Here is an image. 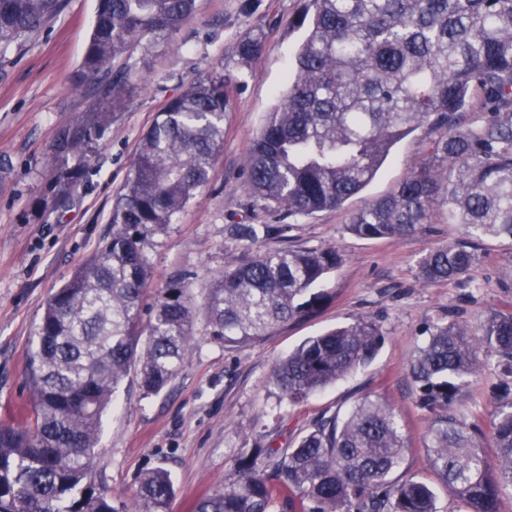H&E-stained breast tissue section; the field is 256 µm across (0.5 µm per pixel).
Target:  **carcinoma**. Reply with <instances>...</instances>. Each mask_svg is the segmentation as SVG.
Segmentation results:
<instances>
[{"mask_svg": "<svg viewBox=\"0 0 512 512\" xmlns=\"http://www.w3.org/2000/svg\"><path fill=\"white\" fill-rule=\"evenodd\" d=\"M63 6L0 0V52ZM196 8L197 0H98L81 63L96 101L57 135L48 162L57 173L53 206L87 182L89 157L122 103L125 77L115 63L179 31ZM293 26L304 36L286 89L250 145L251 190L294 216L337 210L397 143L429 124L443 130L433 160L356 213L350 231L399 238L443 208L465 238L419 261L425 281L468 275L478 260L474 240L512 246V0H305ZM231 84L217 73L157 113L138 140L111 235L48 298L25 365L34 409L0 423V512H169L174 484L163 469L139 478L131 507L95 485L103 415L122 383L133 373L145 392L160 393L181 371L199 315L204 335L226 346L267 336L326 301L319 285L341 263L338 250H277L224 272L199 307L178 275L143 316L145 247L209 183ZM474 101L473 111L489 115L461 123ZM69 155L83 165L59 171ZM270 232L237 224L232 235L250 247ZM381 343L365 319L308 338L273 368L279 402L299 403L367 366ZM483 348L512 374V312H490L471 327L433 325L410 364L418 405L431 414L429 465L454 489L456 512H500L501 494L512 490V387H498L494 466L481 453L480 426L463 410L462 386L478 374ZM405 448L395 411L365 396L343 415L321 417L290 448L242 452L236 477L194 512H273L280 496L299 512H438L428 483L393 478Z\"/></svg>", "mask_w": 512, "mask_h": 512, "instance_id": "cac0c4a2", "label": "carcinoma"}]
</instances>
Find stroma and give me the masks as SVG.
Wrapping results in <instances>:
<instances>
[{
  "instance_id": "obj_1",
  "label": "stroma",
  "mask_w": 512,
  "mask_h": 512,
  "mask_svg": "<svg viewBox=\"0 0 512 512\" xmlns=\"http://www.w3.org/2000/svg\"><path fill=\"white\" fill-rule=\"evenodd\" d=\"M304 0H198L195 15L171 38L126 58L128 83L92 160V176L68 207L49 201L54 184L46 162L61 126L87 111L93 82L81 60L97 0H65L62 12L38 34L0 55V420L25 414L26 355L51 293L112 231L116 196L131 172L140 134L190 83L220 72L234 79V109L224 120V144L209 185L147 246L150 285L188 276L196 297L224 271L251 256L231 237L235 224H267L259 250L336 248L342 262L322 283L329 298L314 316L278 327L237 347L197 336L180 373L156 395L137 383L121 386L117 410L106 412L94 464L95 483L115 501H131L141 474L161 467L174 482L171 512L194 503L228 477L243 449L285 448L323 416L348 411L363 396L394 408L408 450L396 476L430 482L439 512H455L454 492L429 467L430 415L418 404L409 368L429 326L477 322L512 310V246L479 242L470 275L425 282L418 262L460 238V228L435 214L433 223L401 238L365 239L348 229L352 212L390 192L427 161L439 133L422 127L402 140L360 194L339 210L294 217L249 189L244 164L302 37L291 22ZM260 39L249 60L238 44ZM365 318L382 332L374 361L296 405L280 403L273 365L305 339ZM481 368L466 400L486 435L482 452L496 461L487 432L495 387L504 376L496 355L479 354Z\"/></svg>"
}]
</instances>
